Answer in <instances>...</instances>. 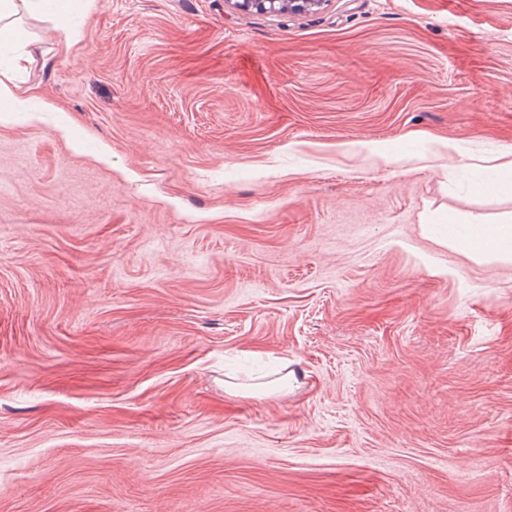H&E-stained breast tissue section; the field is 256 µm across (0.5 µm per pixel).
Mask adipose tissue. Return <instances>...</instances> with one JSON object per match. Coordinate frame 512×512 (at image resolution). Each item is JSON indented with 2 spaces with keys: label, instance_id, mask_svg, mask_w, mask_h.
Listing matches in <instances>:
<instances>
[{
  "label": "adipose tissue",
  "instance_id": "ef3b65f1",
  "mask_svg": "<svg viewBox=\"0 0 512 512\" xmlns=\"http://www.w3.org/2000/svg\"><path fill=\"white\" fill-rule=\"evenodd\" d=\"M439 243L451 246L470 259L512 261V224H470L449 220L439 229Z\"/></svg>",
  "mask_w": 512,
  "mask_h": 512
}]
</instances>
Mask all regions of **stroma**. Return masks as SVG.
<instances>
[{"instance_id":"stroma-1","label":"stroma","mask_w":512,"mask_h":512,"mask_svg":"<svg viewBox=\"0 0 512 512\" xmlns=\"http://www.w3.org/2000/svg\"><path fill=\"white\" fill-rule=\"evenodd\" d=\"M233 2L16 14L0 512H512V0ZM30 8L48 9L54 21V28L61 32L66 43L75 39L71 26L73 0H28ZM235 2L242 10H260L263 13L278 14L309 12L326 0H236ZM439 243L451 246L470 259L512 261V224H470L449 219L439 229Z\"/></svg>"}]
</instances>
